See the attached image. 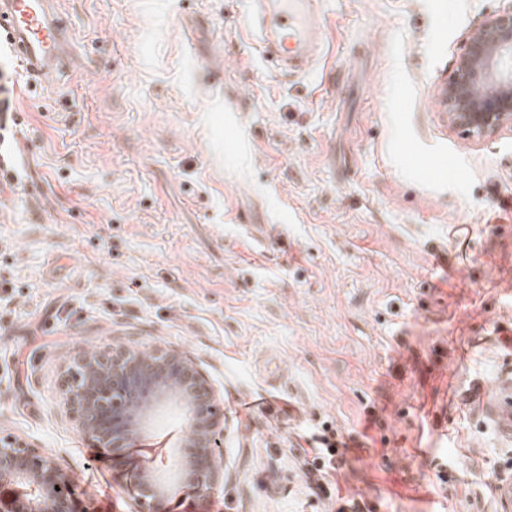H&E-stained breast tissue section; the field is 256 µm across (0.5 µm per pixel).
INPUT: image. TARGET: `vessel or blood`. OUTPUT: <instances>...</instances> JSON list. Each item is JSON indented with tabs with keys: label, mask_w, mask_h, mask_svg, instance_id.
<instances>
[{
	"label": "vessel or blood",
	"mask_w": 512,
	"mask_h": 512,
	"mask_svg": "<svg viewBox=\"0 0 512 512\" xmlns=\"http://www.w3.org/2000/svg\"><path fill=\"white\" fill-rule=\"evenodd\" d=\"M317 0H258L262 56L285 73L302 72L323 50ZM0 30L24 73L48 80L70 61V39L54 0H0Z\"/></svg>",
	"instance_id": "vessel-or-blood-1"
}]
</instances>
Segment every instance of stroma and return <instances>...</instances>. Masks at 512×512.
<instances>
[{
    "label": "stroma",
    "instance_id": "obj_1",
    "mask_svg": "<svg viewBox=\"0 0 512 512\" xmlns=\"http://www.w3.org/2000/svg\"><path fill=\"white\" fill-rule=\"evenodd\" d=\"M253 7L59 0L71 67L10 78L0 433L71 475L78 512H140L61 382L78 353L161 343L223 427V486L166 512H512L487 491L512 472V130L473 138L438 104L512 0H320L323 54L288 75ZM325 426L350 446L331 500L301 480ZM185 435L172 411L131 448L163 468Z\"/></svg>",
    "mask_w": 512,
    "mask_h": 512
}]
</instances>
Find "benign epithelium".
Instances as JSON below:
<instances>
[{"mask_svg": "<svg viewBox=\"0 0 512 512\" xmlns=\"http://www.w3.org/2000/svg\"><path fill=\"white\" fill-rule=\"evenodd\" d=\"M450 123L482 139L512 129V9L489 15L468 38L465 53L443 89ZM217 395L184 352L156 344L106 346L82 353L67 372L61 405L78 431L114 455L129 453L135 432L152 427L172 409L182 412L187 434L175 468L159 471L129 462V483L147 512H165L170 490L183 484L201 496L224 482L216 452ZM21 494L0 512H76L72 479L52 457L11 435L0 437V485Z\"/></svg>", "mask_w": 512, "mask_h": 512, "instance_id": "benign-epithelium-1", "label": "benign epithelium"}]
</instances>
